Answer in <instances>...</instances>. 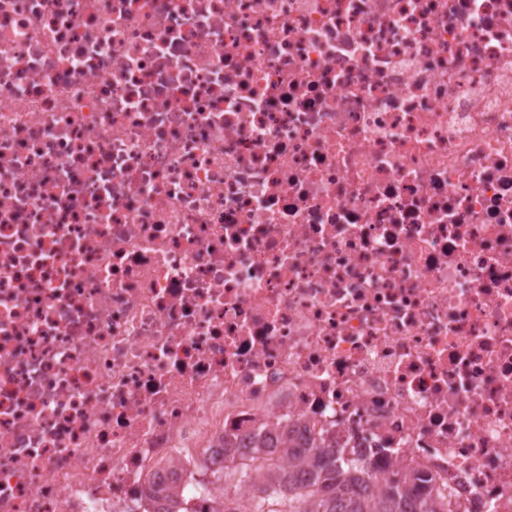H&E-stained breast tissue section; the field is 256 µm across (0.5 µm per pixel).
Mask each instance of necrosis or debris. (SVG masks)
I'll return each mask as SVG.
<instances>
[{
	"label": "necrosis or debris",
	"instance_id": "1",
	"mask_svg": "<svg viewBox=\"0 0 512 512\" xmlns=\"http://www.w3.org/2000/svg\"><path fill=\"white\" fill-rule=\"evenodd\" d=\"M284 431L512 512V0H0V512Z\"/></svg>",
	"mask_w": 512,
	"mask_h": 512
}]
</instances>
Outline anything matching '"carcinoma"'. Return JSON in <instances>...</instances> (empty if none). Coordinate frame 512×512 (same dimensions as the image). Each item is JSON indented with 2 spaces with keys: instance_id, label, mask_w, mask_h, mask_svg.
<instances>
[{
  "instance_id": "1",
  "label": "carcinoma",
  "mask_w": 512,
  "mask_h": 512,
  "mask_svg": "<svg viewBox=\"0 0 512 512\" xmlns=\"http://www.w3.org/2000/svg\"><path fill=\"white\" fill-rule=\"evenodd\" d=\"M288 459L295 472L307 468L311 480L299 484L290 474L285 486L277 473H271L246 505L224 491L218 512H448V500L418 474H396L376 492L363 478L360 465L333 447L303 454L290 448ZM224 479L241 484L251 479V472L246 465L232 463L224 466Z\"/></svg>"
}]
</instances>
